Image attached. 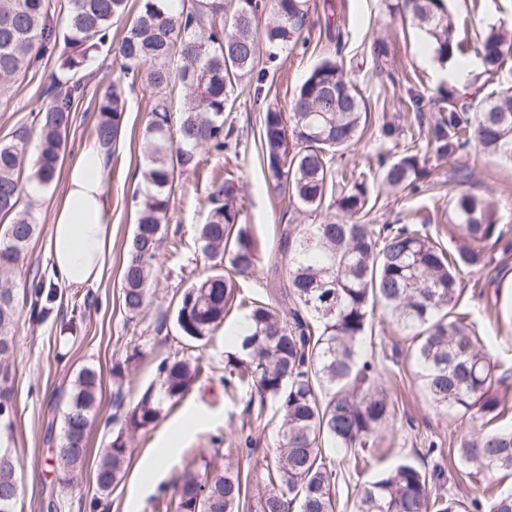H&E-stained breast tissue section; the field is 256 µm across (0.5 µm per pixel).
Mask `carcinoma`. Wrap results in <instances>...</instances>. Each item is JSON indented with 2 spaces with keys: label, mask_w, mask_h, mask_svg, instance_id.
Here are the masks:
<instances>
[{
  "label": "carcinoma",
  "mask_w": 512,
  "mask_h": 512,
  "mask_svg": "<svg viewBox=\"0 0 512 512\" xmlns=\"http://www.w3.org/2000/svg\"><path fill=\"white\" fill-rule=\"evenodd\" d=\"M68 0L63 35L49 24L54 0H0V94L43 58L56 70L49 96L37 117L39 151L29 159L27 139L0 142V216L11 222L0 230V431L11 441L15 400L10 365L14 349L16 289L10 286L38 222L33 192L52 184L61 170L75 103L83 97L82 71L90 54L110 42L112 26L125 22L113 51L120 74L97 106L95 145L112 158L124 135L126 89L141 85L152 100L142 134L144 189L134 197L138 212L122 267V305L137 314L163 240L170 198L178 172L198 168L200 152L237 154L239 136L224 112L235 87L256 79L263 92L260 58L306 46L313 25L310 0H273L263 33H258L262 0H242L231 14L224 0ZM398 11L430 38L437 60L463 57L456 23L443 0H397ZM477 54L484 72L497 74L512 56V32L494 25L482 35ZM442 106L427 140L435 153L450 158L474 143L512 162V85L495 96L478 97L455 87L440 95ZM369 115L358 88L331 59L316 66L297 88L290 112L267 108L259 130V149L271 193L294 200L309 212L324 204L342 217L308 224L298 232L285 227L279 251L287 260L282 296L293 307L291 319L263 301L251 302L237 335V350L226 356L227 384L250 390L248 411L261 416L271 405L281 417L278 452L266 460L268 487L248 498L247 485L232 469L197 467L187 461L166 512H336L340 477L350 458L370 447L395 420L396 409L380 388V373L360 362L361 346L372 331L371 314L381 308L389 321L416 332L414 351L423 389L435 407L489 421L504 410L512 375L500 370L474 326L451 318L460 288L458 275L492 262L489 250L504 236L496 224L497 202L460 192L449 202L448 223L457 234L455 253L418 230L379 227L361 219L375 207L368 180L347 175L336 154L353 147L367 129ZM381 135L403 146L396 159L381 162L374 179L389 189L415 188L422 175L415 135L385 122ZM198 242L211 261L210 274L191 283L176 307L182 334L199 346L224 325L240 292L239 278L251 273L261 246L239 222L236 184L213 185ZM153 384L137 403L124 408V366H112L116 435L101 448L96 487L107 495L125 473L131 450L126 435L156 424L163 407L176 403L201 376L200 358L167 357ZM99 374L81 369L63 414L56 457L61 484L73 483L88 453V436L102 402ZM349 457L327 459L325 445ZM461 461L488 472L512 471V429H490L461 440ZM19 460L0 468V498L19 497ZM444 467L426 472L399 464L359 485L353 512H471L465 503L441 493Z\"/></svg>",
  "instance_id": "1"
}]
</instances>
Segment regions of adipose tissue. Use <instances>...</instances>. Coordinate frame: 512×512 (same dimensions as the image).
<instances>
[{
  "mask_svg": "<svg viewBox=\"0 0 512 512\" xmlns=\"http://www.w3.org/2000/svg\"><path fill=\"white\" fill-rule=\"evenodd\" d=\"M107 166L102 150L85 149L68 171L63 201L52 215L48 253L60 278L75 288L101 279L111 251Z\"/></svg>",
  "mask_w": 512,
  "mask_h": 512,
  "instance_id": "adipose-tissue-1",
  "label": "adipose tissue"
}]
</instances>
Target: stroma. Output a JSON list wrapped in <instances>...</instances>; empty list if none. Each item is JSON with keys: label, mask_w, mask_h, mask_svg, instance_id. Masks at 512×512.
<instances>
[{"label": "stroma", "mask_w": 512, "mask_h": 512, "mask_svg": "<svg viewBox=\"0 0 512 512\" xmlns=\"http://www.w3.org/2000/svg\"><path fill=\"white\" fill-rule=\"evenodd\" d=\"M315 27L307 47L279 53L264 63L265 95L255 96L253 88H239V96L228 123L238 129L241 140L231 159L202 154L198 170L184 173L171 198L169 222L164 227L159 258L150 285V297L137 315L122 306L120 278L128 242L135 224L133 193L143 165L141 136L147 119L150 92L136 88L128 96L125 138L106 173L110 200L112 250L103 278L92 285L73 288L60 280L46 250L51 217L62 200L65 181L57 179L37 194V231L25 260L16 273L14 285L23 288L41 281L52 299L42 317L32 316L28 304L16 309L17 344L9 357L16 416L11 446L22 469V489L16 512H166V504L183 473L186 460L206 459L211 467L233 466L248 474L252 483H264L263 458L277 446L280 417L267 408L262 417L247 415L248 393L224 387V363L234 351L236 336L247 313L233 308L223 327L207 345L193 350L175 322L176 298L182 289L205 272L207 263L194 236L204 223L213 182L233 179L239 188L240 219L248 224L262 244L258 267L241 278L244 299L278 304L286 281L284 261L278 251L284 226L303 227L335 216L325 208L310 214L273 196L265 189L258 135L263 112L278 105L288 112L290 101L310 71L330 58L360 89L371 114V126L359 143L339 157L348 170L373 174L380 161L393 160L390 142L379 128L389 122L414 132L433 124L435 115L408 108L410 92L432 102L439 89L451 86V63L434 57L428 38L415 30H403L400 17L392 10L396 0H313ZM457 21L456 36L467 43L469 68L465 78L471 89L487 96L512 83V72L484 74L477 55L480 33L490 25L512 28V0H445ZM334 14L339 39H329L326 14ZM385 40L389 54L376 62L371 46ZM36 76H19L9 92L0 96V142L12 140L20 130H29V152H36L34 117L48 101L44 93L53 70V60L38 63ZM119 63L108 49H100L85 70V93L76 106L67 134L66 164H73L80 152L92 145L91 131L97 121L96 104L106 93ZM427 171L415 190L382 192L368 221L372 224H405L427 233L447 250L455 240L448 230V205L465 190L488 195L498 202L497 222L512 243V164L488 153L469 149L447 160L438 159L433 148L420 144ZM492 263L476 272H461V294L457 312L463 313L501 368L512 367V246L492 248ZM375 349L363 357L384 373L385 386L396 403L397 417L383 431L374 448L357 470L347 471L339 483L340 503L354 499L360 480L375 477L401 462L422 469L443 466L448 474L446 495L463 501L485 502L489 492L512 490V474L481 472L461 463L456 450L461 438L478 432L484 424L453 411L437 410L419 385V367L413 355L411 332L392 325L382 313H375ZM199 352L204 371L196 385L177 404L164 406L151 429L129 438L132 455L129 467L108 496H100L95 483L98 450L112 437V366L125 367L124 390L127 405H134L155 380L157 365L165 357ZM96 369L102 380L103 399L91 426L89 451L73 486L59 485L47 461L57 448L62 430L65 394L80 369ZM177 446L167 471L155 474L148 467L162 439Z\"/></svg>", "instance_id": "1"}]
</instances>
